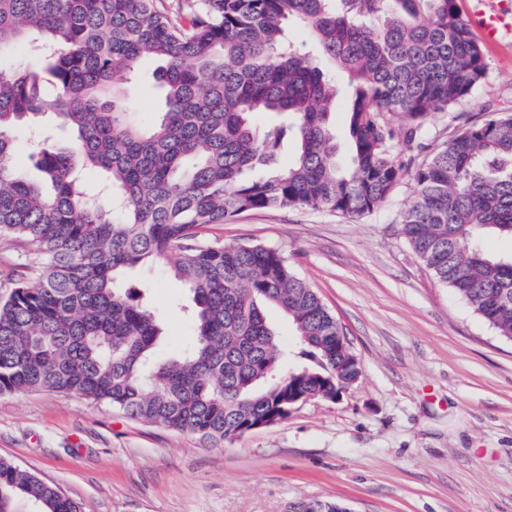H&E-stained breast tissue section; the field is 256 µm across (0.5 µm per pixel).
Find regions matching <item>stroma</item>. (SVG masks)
Returning <instances> with one entry per match:
<instances>
[{"mask_svg": "<svg viewBox=\"0 0 512 512\" xmlns=\"http://www.w3.org/2000/svg\"><path fill=\"white\" fill-rule=\"evenodd\" d=\"M486 74L467 98L422 121L421 165L492 114H512V34L484 44ZM155 60L142 62L127 110L160 109ZM413 184L370 213L249 211L204 229L220 245L279 249L336 316L362 374L336 400L221 446L53 392L0 395V457L85 512H296L316 501L350 512H512V340L439 282L400 233ZM158 314L165 360L190 343L188 291L160 263L128 271Z\"/></svg>", "mask_w": 512, "mask_h": 512, "instance_id": "obj_1", "label": "stroma"}]
</instances>
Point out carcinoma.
<instances>
[{
    "mask_svg": "<svg viewBox=\"0 0 512 512\" xmlns=\"http://www.w3.org/2000/svg\"><path fill=\"white\" fill-rule=\"evenodd\" d=\"M307 29L312 47L288 39ZM41 58L3 64L13 46ZM145 59L164 106L141 126L127 86ZM481 45L455 0H201L172 19L156 0H0V240L25 273L0 297V393L48 390L199 435L238 438L288 416V398H323L360 374L317 293L276 249L221 246L202 230L280 207L372 212L404 178L400 231L416 255L497 333L512 339V114L491 116L416 169L394 141L471 95ZM347 78L348 160L332 114ZM55 89L54 98L46 87ZM53 113L66 143L36 139L33 180L15 132ZM288 117L263 133L259 114ZM294 154L278 157L288 139ZM99 174L93 185L82 171ZM165 264L191 295L192 342L160 363L155 311L120 272ZM274 306L294 329L279 345ZM83 512L57 486L0 458V512Z\"/></svg>",
    "mask_w": 512,
    "mask_h": 512,
    "instance_id": "1",
    "label": "carcinoma"
}]
</instances>
